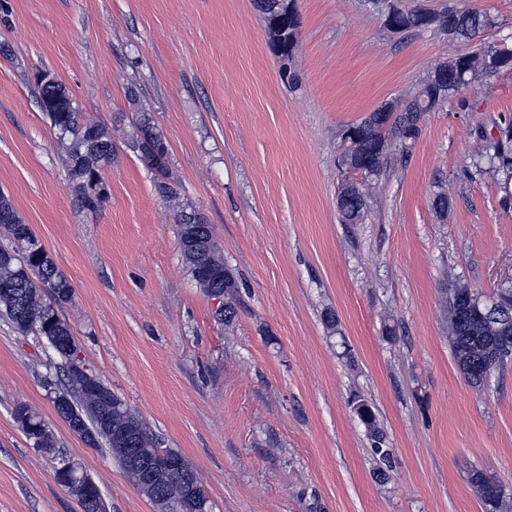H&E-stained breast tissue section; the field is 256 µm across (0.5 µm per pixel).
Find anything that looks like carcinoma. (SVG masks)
<instances>
[{"instance_id": "cac0c4a2", "label": "carcinoma", "mask_w": 512, "mask_h": 512, "mask_svg": "<svg viewBox=\"0 0 512 512\" xmlns=\"http://www.w3.org/2000/svg\"><path fill=\"white\" fill-rule=\"evenodd\" d=\"M371 3L380 14L392 13L388 31L394 34L433 28L470 43L495 25L491 15L474 8L450 17L446 9L408 7L403 0H371ZM253 4L262 15L271 50L281 63L282 77L294 80L300 28L296 0H253ZM439 67L446 71L448 96H443L439 90L437 70L434 69L404 102L385 103L363 121L343 130L342 138L347 143L342 156L344 160L366 157L380 142L387 145L386 152L378 156L376 167L362 174L363 182L348 180L342 184L338 193V211L343 223H362L368 199L366 183L378 177L392 158L408 153L420 134L421 115L442 107L449 97L467 88L478 75L512 68V52L487 46L458 53ZM37 89L40 108L59 133L75 200L83 210L95 212L108 198L103 189L102 173L112 162V138L102 125L82 115L61 83H46L39 79ZM482 140L484 145L478 157L488 159L492 169L511 170L512 124L499 129L497 138L484 136ZM128 147L154 173L156 193L174 203L183 262L207 295H212L216 287L222 289L224 311L217 313V319L226 326L232 324L236 317L238 280L224 263V254L205 214L178 203V192L169 174L166 139L147 112L138 117L136 132ZM192 225L203 227L201 239L190 237ZM0 235L14 243L11 248L0 247V312L7 316L19 334L36 333L47 340L53 339L50 348L61 360L59 369L64 377V384L55 395L64 397L68 407V412H58L59 417L90 447L105 444L129 480L150 500L157 512H209L205 490L185 457L171 448L161 447L139 415L103 380H98L95 386L86 382L81 370L83 362L74 360L73 350L77 349V344L72 327L59 315L64 305L73 299L71 283L2 192ZM446 305L453 358L468 383L479 387L484 384L483 375L496 369L493 358L497 332L482 320L484 303L468 286L457 284L449 289ZM353 410L366 431L376 463L375 478L384 482L392 468V453L386 435L379 426L376 413L365 400L353 401ZM14 416L24 425L23 432L34 447L46 452L55 450L54 433L37 412L26 404H19ZM135 455L155 458L174 455L181 460L182 468L156 483L135 467L132 462ZM54 479L80 503L101 494L95 483L79 488L65 482L57 471ZM472 481L479 489L486 512H498L502 497L500 484L479 471L473 473Z\"/></svg>"}]
</instances>
